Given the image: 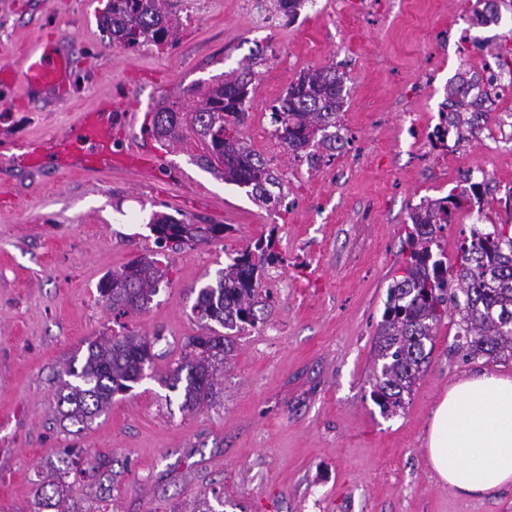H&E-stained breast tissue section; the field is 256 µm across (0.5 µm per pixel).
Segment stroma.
<instances>
[{
	"label": "stroma",
	"mask_w": 512,
	"mask_h": 512,
	"mask_svg": "<svg viewBox=\"0 0 512 512\" xmlns=\"http://www.w3.org/2000/svg\"><path fill=\"white\" fill-rule=\"evenodd\" d=\"M106 3L0 0V65L58 38L70 63L66 89L36 100L0 89V512H32L35 484L66 453L101 473L67 477L70 512H512V486L463 500L434 477L426 451L448 386L480 371L512 375L511 359L464 361L448 316L402 409L383 413L369 384L412 208L469 176L483 184L481 205L446 227L445 254L471 225H512V91L489 83L512 60V0L488 25L475 20L477 0H305L291 19L273 0H170L175 41L134 52L101 27ZM248 57L258 74L240 132L282 183L265 205L201 166L193 133L163 145L143 130L162 100L225 79ZM330 65L344 86V145L312 169L277 138L270 106L300 74ZM462 73L490 92L488 126L433 147L427 134ZM108 97L113 143L160 158L159 171L20 164L18 145L62 135ZM156 213L228 230L168 250L169 279L148 308L115 318L98 286L153 248ZM268 235L283 258L261 277L272 310L233 332L211 404L182 411V390L160 378L206 331L195 291ZM126 333L153 337L149 376L76 430L59 412L58 374L88 341Z\"/></svg>",
	"instance_id": "35a3bbf8"
}]
</instances>
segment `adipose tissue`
Segmentation results:
<instances>
[{
  "mask_svg": "<svg viewBox=\"0 0 512 512\" xmlns=\"http://www.w3.org/2000/svg\"><path fill=\"white\" fill-rule=\"evenodd\" d=\"M427 454L462 498L512 485V377L484 372L449 387L433 412Z\"/></svg>",
  "mask_w": 512,
  "mask_h": 512,
  "instance_id": "ef3b65f1",
  "label": "adipose tissue"
}]
</instances>
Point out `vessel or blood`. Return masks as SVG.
Returning a JSON list of instances; mask_svg holds the SVG:
<instances>
[{
  "mask_svg": "<svg viewBox=\"0 0 512 512\" xmlns=\"http://www.w3.org/2000/svg\"><path fill=\"white\" fill-rule=\"evenodd\" d=\"M67 60L56 42H39L14 67V80L22 85L27 98H37L59 85ZM112 155V122L101 105L95 104L85 108L63 136L51 135L44 142L24 145L20 160L34 168L67 163L92 170L111 167Z\"/></svg>",
  "mask_w": 512,
  "mask_h": 512,
  "instance_id": "vessel-or-blood-1",
  "label": "vessel or blood"
}]
</instances>
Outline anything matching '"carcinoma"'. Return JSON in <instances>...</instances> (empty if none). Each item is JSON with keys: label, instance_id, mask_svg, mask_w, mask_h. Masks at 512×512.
<instances>
[{"label": "carcinoma", "instance_id": "1", "mask_svg": "<svg viewBox=\"0 0 512 512\" xmlns=\"http://www.w3.org/2000/svg\"><path fill=\"white\" fill-rule=\"evenodd\" d=\"M476 12L481 24L498 20V0H480ZM102 22L112 34V43L125 49L146 44L157 47L170 44L174 28L170 22L168 0H109ZM255 62L249 61L222 82L189 90L192 104L163 100L152 113L144 131L164 142L183 138V126L189 125L202 143L201 165L219 171L224 181L250 188L252 199L267 204L271 188L281 187L279 178L265 160L239 137L255 79ZM478 87L474 78L461 77L448 86L452 112L440 113L445 126L439 129V141L455 132L462 138L487 125L490 113L483 103L489 93L481 92L469 103L457 100ZM344 107L342 81L336 69L325 66L309 70L290 84L286 93L271 106L275 132L295 158L316 167L336 156L341 137L334 132L339 112ZM481 198V183L472 182L448 196L430 199L410 213L412 224L406 245L409 255L401 267L402 275L393 277L388 289L382 320L375 338V357L381 366L373 371L371 396L385 411L404 405L423 374L427 345L448 310L458 316V351L468 360L484 358L494 362L512 358V234L505 224H475L470 237L459 247L456 262L448 264L444 252L433 253L453 214L473 200ZM150 230L155 249L108 275L99 292L118 316L139 313L151 303L158 285L168 279L164 248L210 244L227 230L225 224H187L165 215H155ZM281 260L272 250V239H257L238 251L218 271L215 281L198 289L193 311L201 321H215L226 329L243 330L257 323L255 306L265 266ZM230 336L202 334L184 345L180 362L164 379L171 389L184 390L182 407L196 411L216 394L224 359L233 349ZM153 340L147 336H114L109 341L88 342L80 366L77 357L66 364L57 391L62 419L85 430L96 417L112 405V398L128 391L152 363ZM61 466L36 483L37 512L55 509L59 503L47 493L59 487L62 479L75 472L94 478L92 470L81 467L79 456L67 454Z\"/></svg>", "mask_w": 512, "mask_h": 512}]
</instances>
